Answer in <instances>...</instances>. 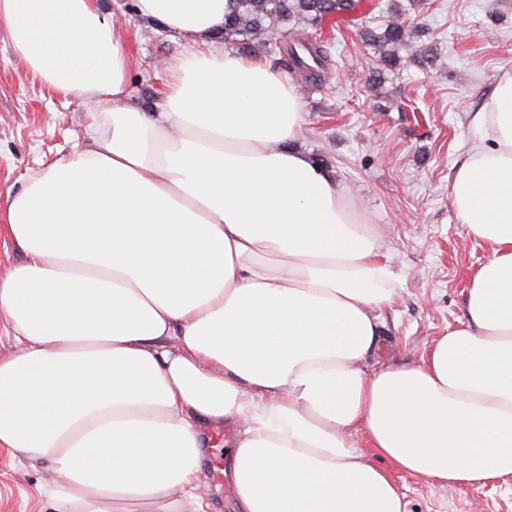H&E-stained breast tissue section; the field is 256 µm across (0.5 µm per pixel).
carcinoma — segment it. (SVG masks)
<instances>
[{
	"mask_svg": "<svg viewBox=\"0 0 512 512\" xmlns=\"http://www.w3.org/2000/svg\"><path fill=\"white\" fill-rule=\"evenodd\" d=\"M358 0H227L224 30L220 33L224 45L260 57L275 51L288 60V70L301 72L314 81L322 79L332 66L335 34H326L325 23L331 29L340 28L338 18L351 24L347 15L356 11ZM387 19L379 27L359 26L357 39L376 59L369 87L378 90L385 71L403 66V51L426 70H440L445 60L433 48L422 42L428 29L406 23L404 12L396 4L386 5Z\"/></svg>",
	"mask_w": 512,
	"mask_h": 512,
	"instance_id": "obj_1",
	"label": "carcinoma"
}]
</instances>
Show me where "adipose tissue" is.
Returning <instances> with one entry per match:
<instances>
[{
	"instance_id": "obj_1",
	"label": "adipose tissue",
	"mask_w": 512,
	"mask_h": 512,
	"mask_svg": "<svg viewBox=\"0 0 512 512\" xmlns=\"http://www.w3.org/2000/svg\"><path fill=\"white\" fill-rule=\"evenodd\" d=\"M227 0H135L192 51L154 109L103 0H0V36L93 105L89 140L0 209V448L50 466L59 512H209L200 463L230 430L237 512H405L399 471L453 489L512 475V74L474 109L449 189L487 260L465 321L367 372L397 276L333 173L296 148L303 106L215 48ZM365 433L390 467L374 465Z\"/></svg>"
}]
</instances>
